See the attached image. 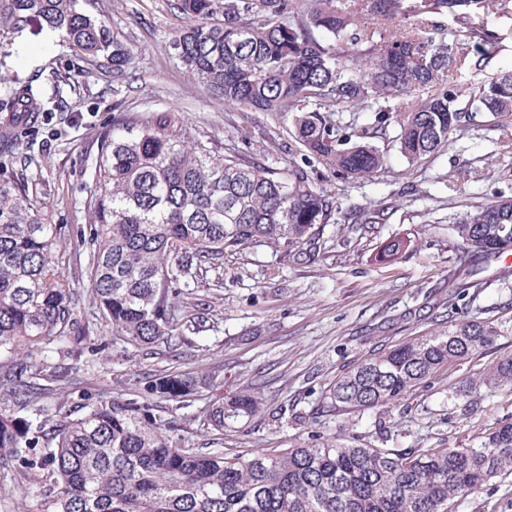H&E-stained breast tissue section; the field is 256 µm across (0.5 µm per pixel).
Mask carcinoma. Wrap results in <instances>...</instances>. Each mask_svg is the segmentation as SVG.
I'll list each match as a JSON object with an SVG mask.
<instances>
[{
	"mask_svg": "<svg viewBox=\"0 0 512 512\" xmlns=\"http://www.w3.org/2000/svg\"><path fill=\"white\" fill-rule=\"evenodd\" d=\"M188 21L169 43L173 54L228 105L292 112L303 163L284 168L216 157L176 112L146 121L125 115L100 138L90 207L95 245L90 278L99 316L113 335L145 346L175 336L180 288L204 268L261 243L297 257L315 254L336 206L311 181L316 162L363 181L385 165L372 143L399 129L410 165L448 146L476 115L512 116V72L448 88L471 51L484 54L500 34L493 18L512 19V0H174ZM448 20L445 39L429 32ZM373 26H368V21ZM36 21L73 51L121 78L133 54L105 18L80 0H0V24ZM43 86H5L0 95V155L24 154L28 133L50 112ZM365 112L352 127L335 113ZM467 251L512 250V200L458 215ZM58 230L36 215L18 178L0 182V356L46 352L86 339L74 293L56 264ZM512 316L448 318V328L396 344L336 377L334 408L371 411L405 395L450 361L463 362L499 336ZM45 369L15 362L0 372V466L45 471L44 512H455L492 479L512 474V422L467 448L401 453L349 443L256 450L232 458L221 448H187L163 407L145 398L99 397L62 419L34 409ZM182 371L147 382L157 399L185 403L209 385ZM252 394L214 400L206 419L219 435L260 412ZM35 412V417L26 413Z\"/></svg>",
	"mask_w": 512,
	"mask_h": 512,
	"instance_id": "carcinoma-1",
	"label": "carcinoma"
}]
</instances>
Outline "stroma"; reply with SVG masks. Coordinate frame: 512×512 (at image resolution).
<instances>
[{"instance_id":"obj_1","label":"stroma","mask_w":512,"mask_h":512,"mask_svg":"<svg viewBox=\"0 0 512 512\" xmlns=\"http://www.w3.org/2000/svg\"><path fill=\"white\" fill-rule=\"evenodd\" d=\"M94 15L133 52L123 79L75 56L55 32L39 25L0 30V76L16 82L59 83L48 96L65 111L35 133L29 158L0 157V181L24 175L44 223L61 230L60 265L75 293L74 314L88 341L76 353L50 350L34 364L70 368L41 404L58 416L72 413L85 395L143 392L149 375L175 368L204 373L214 384L200 389L174 417L187 447L212 438L203 412L220 393L251 392L263 405L245 427L224 435V452L327 441H352L420 453L432 448L477 446L494 426L512 422V387L493 383L499 362L512 358V335L479 350L466 363H448L389 407L371 412L326 411V390L336 376L376 349L447 327L449 316L487 317L512 310V251L457 259L453 231L466 203L512 199V117L505 126L477 116L447 148L408 165L390 139H377L386 165L372 179L353 182L316 167L313 177L337 209L318 254L303 260L258 244L228 256L187 289L208 305L206 329L183 330L179 343L136 348L113 336L98 319L89 294L90 247L83 230L100 134L120 113L147 117L182 113L194 136L213 154L279 166L299 159L282 151L291 141V115L224 104L172 55L169 42L185 21L171 0H87ZM377 209L378 224H349L351 206ZM403 239L396 257L385 245ZM462 290L448 296L449 280ZM485 377L481 391L461 393L467 378ZM42 473L0 469V512H40L22 498L21 485H38ZM457 512H512V476L493 479L462 499Z\"/></svg>"}]
</instances>
